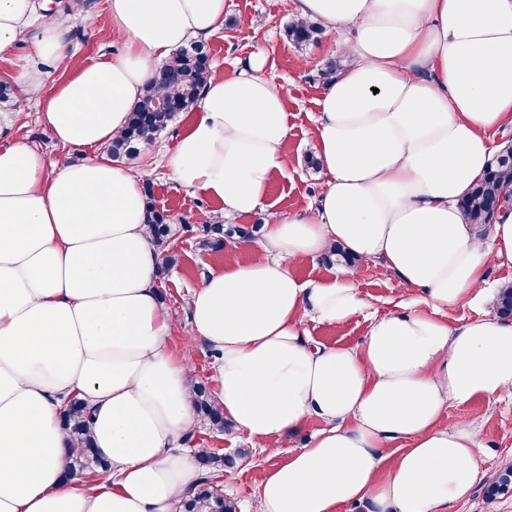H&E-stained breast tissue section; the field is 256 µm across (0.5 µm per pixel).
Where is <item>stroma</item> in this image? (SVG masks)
Returning a JSON list of instances; mask_svg holds the SVG:
<instances>
[{"mask_svg": "<svg viewBox=\"0 0 512 512\" xmlns=\"http://www.w3.org/2000/svg\"><path fill=\"white\" fill-rule=\"evenodd\" d=\"M108 0H87V6L76 16L67 32L70 53L55 72V80L65 79L75 68L99 58L118 56L121 41L112 31ZM292 0H224V25L208 38L212 67L232 75L249 59L263 60V73L281 89L289 115L290 132L284 144L288 166L269 185L266 208L257 219H244V226L254 221H267L285 212H302L313 206L326 186L322 173L309 169L306 154L315 152L312 137L317 102L327 84L325 70L332 60L326 46L329 34L317 41L295 46L288 40L285 27L291 21ZM12 111L22 113L24 124L14 133L15 138L36 145L50 160L58 163L76 162L87 156L83 147L61 148L52 140L41 119L35 99L16 94ZM193 115L181 113L169 130L148 150L130 161L133 171L145 173L156 205L171 215L178 224L192 225L193 230L181 234L174 242L180 264L160 278V293L171 325L169 344L174 352L182 351V341L189 329V299L194 288L212 271L246 265L263 258L264 238L255 233L251 241L238 235L225 238L222 249L215 250L202 243L196 226L201 221H223L224 208L209 199L180 188L165 166L167 154L173 150L177 135L187 128ZM359 291L371 310L383 315L394 311L400 300L422 299V292L405 287L394 274L383 271L380 261L358 263ZM368 323L358 315L336 325L307 322L312 340L324 347L359 346ZM465 421L474 424L489 448L488 456L479 463L478 480L470 495L449 505L446 512H512V491L487 499L485 490L499 472L512 466V398L496 402L474 400L445 410L441 422L451 426ZM322 427L311 421L284 438L279 454L261 452L256 443L248 441L234 430L216 432L196 421L190 440L191 447L212 448L232 458L231 466L222 468L223 478L218 491L236 504V512H249L257 491L261 471L278 466L288 459L289 451L304 447Z\"/></svg>", "mask_w": 512, "mask_h": 512, "instance_id": "1", "label": "stroma"}]
</instances>
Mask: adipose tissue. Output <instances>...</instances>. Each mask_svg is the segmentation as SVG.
<instances>
[{
	"label": "adipose tissue",
	"instance_id": "obj_1",
	"mask_svg": "<svg viewBox=\"0 0 512 512\" xmlns=\"http://www.w3.org/2000/svg\"><path fill=\"white\" fill-rule=\"evenodd\" d=\"M109 10L122 54L56 83L68 17L0 0V54L32 45L21 90L59 145L93 150L57 164L13 139L19 115L0 111V512H175L200 476L181 447L196 378L168 342L142 177L99 148L160 62L223 26L224 0ZM292 18L341 35L314 125L326 188L266 224V258L193 290L183 347L211 350L213 399L267 453L323 423L262 473L251 512H439L470 494L487 453L472 424L444 426L443 412L512 397V319L494 312L501 286L487 277L512 265V206L485 237L459 207L496 152L493 133L512 125V0H293ZM289 131L260 65L214 74L168 157L171 178L223 204L225 219L256 215L287 166ZM337 244L421 289L427 309L370 316L354 348L315 346L306 320L364 311L357 270L303 283L289 267ZM463 302L486 312L450 325ZM74 396L93 413L111 484L63 477L77 446L61 411Z\"/></svg>",
	"mask_w": 512,
	"mask_h": 512
}]
</instances>
